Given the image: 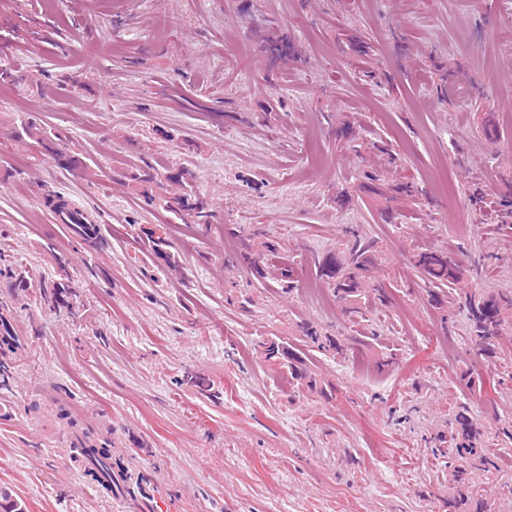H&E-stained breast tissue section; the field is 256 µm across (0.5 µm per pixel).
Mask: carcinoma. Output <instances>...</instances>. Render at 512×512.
I'll return each mask as SVG.
<instances>
[{
	"label": "carcinoma",
	"mask_w": 512,
	"mask_h": 512,
	"mask_svg": "<svg viewBox=\"0 0 512 512\" xmlns=\"http://www.w3.org/2000/svg\"><path fill=\"white\" fill-rule=\"evenodd\" d=\"M264 51L281 56L291 52L292 45L288 37L270 40L263 46ZM168 179L178 186V192L168 197L166 206L179 212H187L196 218L207 217V202L194 191L196 173L189 167H181ZM75 235L86 243L95 242L98 228L95 224L76 222L70 225ZM351 246L347 247L345 259L330 254L318 263L317 274L329 280L336 298L349 305L348 312L359 317L363 316L362 308L356 306L358 298L366 293L363 282L364 273L375 265L377 257L372 243L364 240L354 230L349 231ZM162 238L152 240L155 256L175 270L179 267L175 255L164 249ZM415 265L422 272L425 280L438 288H456L464 279V267L456 254L434 250H424L415 255ZM51 306L65 307L75 311L73 301L78 299L76 286L72 281L63 279L53 285L49 295ZM470 307V337L478 347L480 354L488 357L496 353V342L502 333L512 327V291L492 292L475 298H467ZM306 337L320 350L331 349L343 354L344 347L329 336H320L307 328ZM280 367L287 369V380L291 386L305 387L310 391L317 389V380L311 374L303 358L288 347L279 350ZM479 435L477 425L463 411L454 415V423L448 434L437 438L439 445L436 450L446 453L451 459L448 468L453 484L464 487L475 484L473 474L487 468L492 461L483 448L477 446L476 436ZM80 455L91 464V475L105 486L112 488V462L109 449L81 448ZM454 512H490L487 504L469 495H460L450 502Z\"/></svg>",
	"instance_id": "cac0c4a2"
}]
</instances>
